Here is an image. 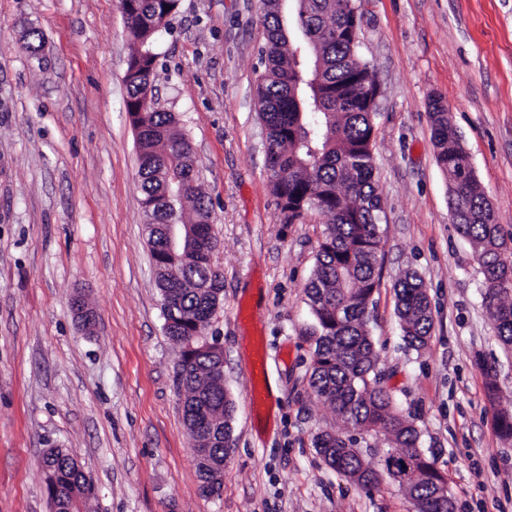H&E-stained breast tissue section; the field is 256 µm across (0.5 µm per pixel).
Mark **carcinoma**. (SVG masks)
Returning <instances> with one entry per match:
<instances>
[{"mask_svg": "<svg viewBox=\"0 0 512 512\" xmlns=\"http://www.w3.org/2000/svg\"><path fill=\"white\" fill-rule=\"evenodd\" d=\"M264 71L258 86V115L267 129L266 164L273 195L284 224L301 223L310 211L327 218L306 297L314 316L315 348L310 386L360 431L384 437L389 448L382 470L367 460L372 448H357L353 439L331 433L317 438L325 463L362 488H377L388 478L409 493L416 512H448L443 477L417 448L418 431L396 413L382 386V373L369 330V305L379 284L381 197L374 180L372 138L376 108L369 95L376 81L358 57L349 37L354 26L353 0H300L285 28L281 0H261ZM179 0H120L126 31L133 43L127 61L125 110L136 134L143 162L139 167L146 219L161 244L163 224L213 223L206 196L197 183L187 185L179 200L166 201V187L154 176L158 168L185 173L194 163L189 140L171 112L155 107L153 81L157 33L178 9ZM432 141L437 164L448 178L449 208L457 230L475 246L484 276V302L500 340L512 346V234L506 235L477 182L470 155L448 118L442 98L430 101ZM179 288L158 284L164 319L173 321L170 337L213 315L223 290L212 258L189 257L176 264ZM397 312L409 347H423L432 316L421 279L408 274L395 284ZM217 356L197 354L190 370H177V383L188 395L183 402L187 425H210L208 455L198 459L201 490L223 477L226 449L233 447L234 401L213 382ZM50 496L60 512H83L91 484L72 464L64 448L43 456Z\"/></svg>", "mask_w": 512, "mask_h": 512, "instance_id": "obj_1", "label": "carcinoma"}]
</instances>
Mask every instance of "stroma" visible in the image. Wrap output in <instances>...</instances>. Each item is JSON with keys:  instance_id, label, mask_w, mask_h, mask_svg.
Masks as SVG:
<instances>
[{"instance_id": "35a3bbf8", "label": "stroma", "mask_w": 512, "mask_h": 512, "mask_svg": "<svg viewBox=\"0 0 512 512\" xmlns=\"http://www.w3.org/2000/svg\"><path fill=\"white\" fill-rule=\"evenodd\" d=\"M355 4L358 52L379 89L377 368L457 512H512V437L497 425L512 410V347L496 335L474 247L452 222L429 117L442 97L512 232V0ZM260 16V0H180L158 40L154 100L193 146L223 275L205 337L224 353L234 446L223 493L207 496L137 186L124 107L132 42L118 0H0V512H51L42 458L54 446L91 478L88 512H414L398 485L360 489L315 449L325 431L356 436L309 385L305 287L326 219L280 221L256 106ZM32 27L36 59L24 47ZM408 271L433 318L418 351L403 340L393 290ZM259 344L272 402L255 410Z\"/></svg>"}]
</instances>
